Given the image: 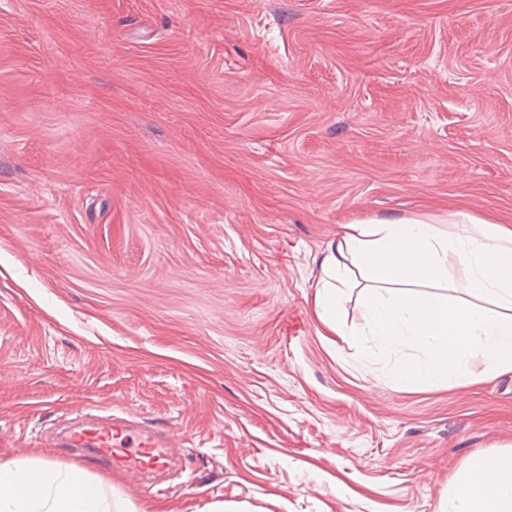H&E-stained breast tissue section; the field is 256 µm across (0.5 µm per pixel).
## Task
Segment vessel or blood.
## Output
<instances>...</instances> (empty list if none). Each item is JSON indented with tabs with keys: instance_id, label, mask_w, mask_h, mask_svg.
Here are the masks:
<instances>
[{
	"instance_id": "1",
	"label": "vessel or blood",
	"mask_w": 512,
	"mask_h": 512,
	"mask_svg": "<svg viewBox=\"0 0 512 512\" xmlns=\"http://www.w3.org/2000/svg\"><path fill=\"white\" fill-rule=\"evenodd\" d=\"M172 433L112 414L95 422H77L66 430L69 451L95 458L107 467L125 470L134 481L153 488V479L168 472Z\"/></svg>"
}]
</instances>
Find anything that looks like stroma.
<instances>
[{"instance_id":"1","label":"stroma","mask_w":512,"mask_h":512,"mask_svg":"<svg viewBox=\"0 0 512 512\" xmlns=\"http://www.w3.org/2000/svg\"><path fill=\"white\" fill-rule=\"evenodd\" d=\"M512 229V0H0V462L111 512H438L512 445V371L402 387L313 309L373 218ZM185 433L169 488L52 447Z\"/></svg>"}]
</instances>
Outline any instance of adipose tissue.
I'll list each match as a JSON object with an SVG mask.
<instances>
[{
    "mask_svg": "<svg viewBox=\"0 0 512 512\" xmlns=\"http://www.w3.org/2000/svg\"><path fill=\"white\" fill-rule=\"evenodd\" d=\"M468 274L451 293L449 259ZM366 284L361 302L365 348L414 355L400 362L393 380L409 386L488 377L512 370V230L467 212L440 226L415 218H382L349 224L321 262L314 293L320 325L342 333L341 304L350 267ZM0 512H109L83 471L23 469L0 463ZM439 512H512V448L472 455L455 474Z\"/></svg>",
    "mask_w": 512,
    "mask_h": 512,
    "instance_id": "obj_1",
    "label": "adipose tissue"
}]
</instances>
